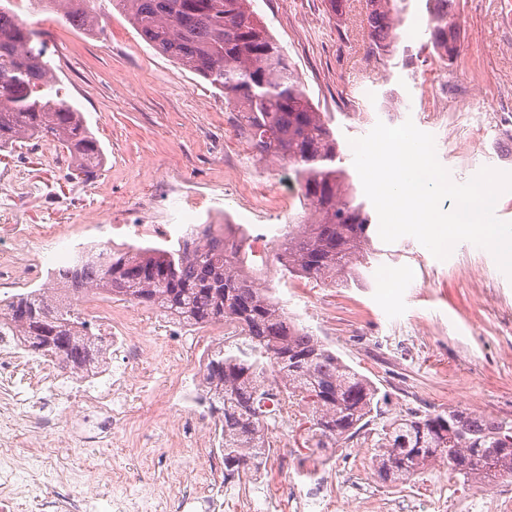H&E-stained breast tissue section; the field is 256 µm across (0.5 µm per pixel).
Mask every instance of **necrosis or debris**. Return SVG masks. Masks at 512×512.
Wrapping results in <instances>:
<instances>
[{
  "instance_id": "obj_1",
  "label": "necrosis or debris",
  "mask_w": 512,
  "mask_h": 512,
  "mask_svg": "<svg viewBox=\"0 0 512 512\" xmlns=\"http://www.w3.org/2000/svg\"><path fill=\"white\" fill-rule=\"evenodd\" d=\"M80 306L98 324L109 328L112 353L120 358L121 371L72 373L59 377L55 362L42 358L24 347L17 337L0 336V384L7 396L0 400V484L23 485L21 495L0 504V512H27L37 503L41 512H216L214 490L224 473V461L217 455L223 447L221 424L212 401L200 384L175 378L180 417L174 433L161 438L157 432L162 417L159 411L145 409L137 389L148 378L157 362L164 361L183 369L197 359V350H184L158 341V324L151 315L113 307L110 298L90 292L78 298ZM142 412L134 441H127L121 431L132 412ZM79 444L106 438L107 451H130L142 466L154 465V449L176 446L181 437H195L208 453L204 467L189 482H178L160 491L152 487L129 488L124 471L104 472L99 457L86 459L82 470L74 472V483L96 479L117 487L112 497L67 492L57 501L35 497L27 486L26 471L15 462V447L31 440L39 444L29 458V470L47 473L51 464L40 450L50 445L59 432ZM313 474L324 475L327 488L317 497L294 494L300 512H343L336 497V461L318 459ZM441 512H512V497L482 491L460 495L456 485L441 492Z\"/></svg>"
}]
</instances>
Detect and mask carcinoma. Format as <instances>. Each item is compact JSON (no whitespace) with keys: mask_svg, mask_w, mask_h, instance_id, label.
Segmentation results:
<instances>
[{"mask_svg":"<svg viewBox=\"0 0 512 512\" xmlns=\"http://www.w3.org/2000/svg\"><path fill=\"white\" fill-rule=\"evenodd\" d=\"M62 6L73 28L100 34L95 0H37ZM154 49L224 93L227 119L259 159L288 163L309 218L282 234L274 258L283 276L349 285L374 255L371 219L341 160L323 113L311 102L278 41L254 17L249 0H111ZM372 52H392L394 0H364ZM431 44L458 52L455 0H425ZM37 32L0 3V151L50 141L69 159L68 177L88 181L102 165L98 139L82 113L61 99ZM250 238L192 233L162 247H108L52 273L72 295L99 290L189 325L225 321L244 341L224 340L205 365L209 392L222 402L224 479L260 467L271 451L268 419L279 403L272 383L307 408L316 448H337L373 421L380 389L293 323L256 286ZM0 322L34 352L74 371L99 362L103 347L80 313L43 288L0 304ZM371 448L384 483H404L440 459L464 482L512 476V422L450 408L389 419Z\"/></svg>","mask_w":512,"mask_h":512,"instance_id":"carcinoma-1","label":"carcinoma"}]
</instances>
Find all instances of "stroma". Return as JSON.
Wrapping results in <instances>:
<instances>
[{
	"label": "stroma",
	"mask_w": 512,
	"mask_h": 512,
	"mask_svg": "<svg viewBox=\"0 0 512 512\" xmlns=\"http://www.w3.org/2000/svg\"><path fill=\"white\" fill-rule=\"evenodd\" d=\"M255 17L280 43L308 96L324 112L345 167L351 139L387 121L413 120L435 139L453 181L482 168L512 172L499 136L512 122V0H460L459 61H432L425 0L399 5L395 51L373 54L361 0L341 14L327 0H252ZM105 32L88 35L55 12L19 15L40 31L62 97L82 112L104 153L98 177L67 180L62 152L46 144L0 152V251L65 263L60 243L16 239L19 224L55 225L71 242L92 239L122 250L129 224H166L209 213L213 222L263 236L298 207L278 163L254 172L228 123L224 95L150 47L109 0H98ZM380 255L351 287L283 278L276 260L262 269L270 295L386 396L387 416L465 408L512 421V278L492 254L458 243L444 261L415 238L375 240ZM307 417L269 434L281 454L309 466Z\"/></svg>",
	"instance_id": "obj_1"
}]
</instances>
